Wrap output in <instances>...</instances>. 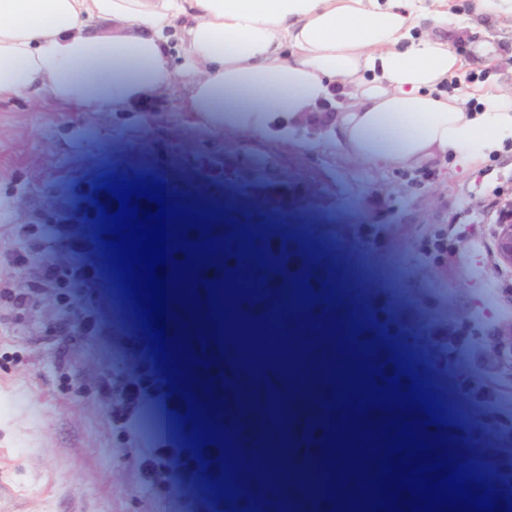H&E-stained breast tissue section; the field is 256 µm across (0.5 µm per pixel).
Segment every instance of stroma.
<instances>
[{
  "mask_svg": "<svg viewBox=\"0 0 512 512\" xmlns=\"http://www.w3.org/2000/svg\"><path fill=\"white\" fill-rule=\"evenodd\" d=\"M442 36L466 62L448 93L512 87V68L483 52L489 45L512 54L511 19ZM188 102L180 81L137 107L94 113L56 106L46 94L0 102V196L11 201L13 224L38 225L40 269L67 296V323L81 338L73 368H60L33 327L48 303L15 331L0 305V512H209L213 496L163 462L189 467L197 422L218 433L207 452H221L224 419L237 413L260 442L242 445L238 456L265 463L263 473L245 474V497L287 503L288 512L372 507L384 431L400 416L438 455L457 465L483 461L488 484L512 486V403L484 381L460 378L463 350L451 342L470 335L471 321L499 329L512 320L503 302L512 274L494 273L489 254L497 204L512 197V141L471 167L448 154L377 168L350 158L340 136L321 141L200 118ZM151 175L165 183L167 204L219 213L204 231L179 226V240L228 245L222 253H173L197 282L185 304L179 282L166 280L163 365L145 332L123 327L96 224L99 207L118 206L100 188L107 177ZM424 236L442 242L447 266L423 258ZM313 238L323 251L302 250ZM308 266L313 287L303 309L292 275ZM242 275L256 288L224 308L231 347L209 333L212 287L234 293ZM474 295L493 297L490 310L450 322ZM273 320L294 343L295 363L236 365L240 349ZM328 322L352 326L359 339L384 337L377 366L383 377H399L400 392L412 382L402 358H419L444 424H428L419 405L382 403L368 388L367 366L320 333ZM116 390L133 419L114 421ZM272 391L288 424L284 438L266 432L262 407ZM191 408L193 422L185 418Z\"/></svg>",
  "mask_w": 512,
  "mask_h": 512,
  "instance_id": "obj_1",
  "label": "stroma"
}]
</instances>
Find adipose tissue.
<instances>
[{"mask_svg":"<svg viewBox=\"0 0 512 512\" xmlns=\"http://www.w3.org/2000/svg\"><path fill=\"white\" fill-rule=\"evenodd\" d=\"M512 18V0H0V99L23 92L92 112L173 81L192 109L259 127L297 120L338 78L354 103L345 146L375 166L436 153L471 166L512 140V90L477 89L479 111L443 87L463 60L441 29Z\"/></svg>","mask_w":512,"mask_h":512,"instance_id":"obj_1","label":"adipose tissue"}]
</instances>
